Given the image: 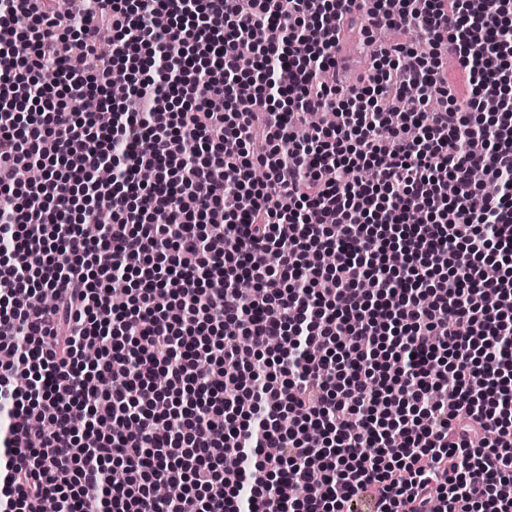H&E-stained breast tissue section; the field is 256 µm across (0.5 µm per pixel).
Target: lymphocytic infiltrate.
<instances>
[{
  "label": "lymphocytic infiltrate",
  "instance_id": "1",
  "mask_svg": "<svg viewBox=\"0 0 512 512\" xmlns=\"http://www.w3.org/2000/svg\"><path fill=\"white\" fill-rule=\"evenodd\" d=\"M72 3L0 0V512H512V0Z\"/></svg>",
  "mask_w": 512,
  "mask_h": 512
}]
</instances>
